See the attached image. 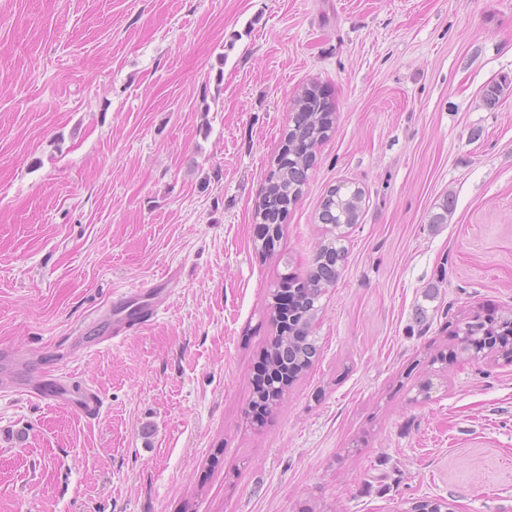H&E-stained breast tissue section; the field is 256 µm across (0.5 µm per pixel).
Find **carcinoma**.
Segmentation results:
<instances>
[{
  "label": "carcinoma",
  "instance_id": "obj_1",
  "mask_svg": "<svg viewBox=\"0 0 512 512\" xmlns=\"http://www.w3.org/2000/svg\"><path fill=\"white\" fill-rule=\"evenodd\" d=\"M510 87L512 80L505 77L488 85L484 97L494 104ZM334 114L330 93L319 85L307 89L294 104L293 125L283 138L274 168L259 194L256 220L267 225L259 252H275L283 235L282 221L289 207L296 204L303 194L308 171L315 162V148L328 137ZM361 196L359 189L351 195L339 186L330 188L321 203L319 222L327 225L331 233L343 225L357 223ZM345 257L346 249L336 246V238L333 237L319 248L305 277L291 274L279 278L277 289L290 291L292 301L286 309L275 301L268 303L278 336L274 354H266L271 359V377L264 388L256 390V395L266 403L270 413L277 409L284 394V387L279 385L280 374L287 371L294 378L316 360L318 346L316 338L310 335L311 323L327 288L336 281ZM458 330L463 333L460 350L441 351L434 356V361L454 360L460 352L475 357L496 354L512 360V345L494 342L497 336H512V314H477Z\"/></svg>",
  "mask_w": 512,
  "mask_h": 512
}]
</instances>
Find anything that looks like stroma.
Listing matches in <instances>:
<instances>
[{"mask_svg": "<svg viewBox=\"0 0 512 512\" xmlns=\"http://www.w3.org/2000/svg\"><path fill=\"white\" fill-rule=\"evenodd\" d=\"M504 77L512 0H0V512H512V364L430 361L512 310ZM313 84L333 128L265 259L259 191ZM342 183L318 358L251 424L269 292ZM146 282L153 321L93 348ZM49 375L97 417L27 395Z\"/></svg>", "mask_w": 512, "mask_h": 512, "instance_id": "stroma-1", "label": "stroma"}]
</instances>
